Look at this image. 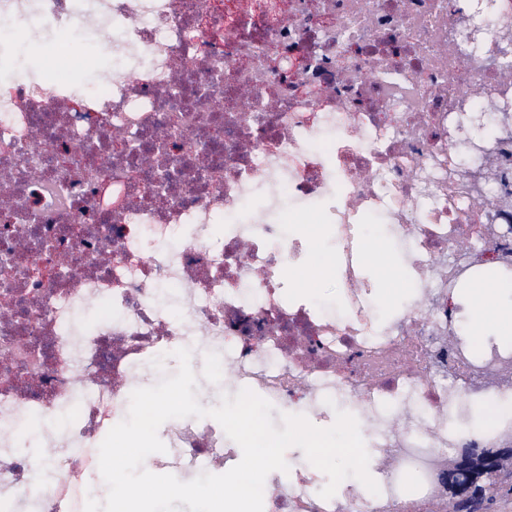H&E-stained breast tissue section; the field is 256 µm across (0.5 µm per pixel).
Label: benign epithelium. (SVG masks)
Returning a JSON list of instances; mask_svg holds the SVG:
<instances>
[{
	"label": "benign epithelium",
	"mask_w": 512,
	"mask_h": 512,
	"mask_svg": "<svg viewBox=\"0 0 512 512\" xmlns=\"http://www.w3.org/2000/svg\"><path fill=\"white\" fill-rule=\"evenodd\" d=\"M489 377L500 385H512V361L500 362ZM443 486L450 512H473L500 475L512 470V437L506 435L500 448L465 445L441 463Z\"/></svg>",
	"instance_id": "1"
}]
</instances>
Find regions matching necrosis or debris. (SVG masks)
<instances>
[{
    "label": "necrosis or debris",
    "instance_id": "obj_1",
    "mask_svg": "<svg viewBox=\"0 0 512 512\" xmlns=\"http://www.w3.org/2000/svg\"><path fill=\"white\" fill-rule=\"evenodd\" d=\"M77 1L0 0V503L76 512L97 496L92 461L137 381L193 345L233 362L235 388L324 420L353 405L369 431L379 494L323 499L297 463L288 485L266 482L264 512H437L435 460L512 431V387L482 375L512 348L446 340L458 288L512 276V228L489 236L481 204L512 193V143L487 182L471 141L479 104L512 112V0ZM92 18L116 36L80 56L83 78L16 61L33 27L70 57ZM285 201L320 215L337 309L290 288L308 242L281 223ZM373 219L413 275L414 303L387 322L363 271ZM463 238L481 257L465 268L448 260ZM95 301L106 317L89 330ZM22 428L45 438L41 462ZM163 434L173 452L149 466L237 457L211 418Z\"/></svg>",
    "mask_w": 512,
    "mask_h": 512
}]
</instances>
